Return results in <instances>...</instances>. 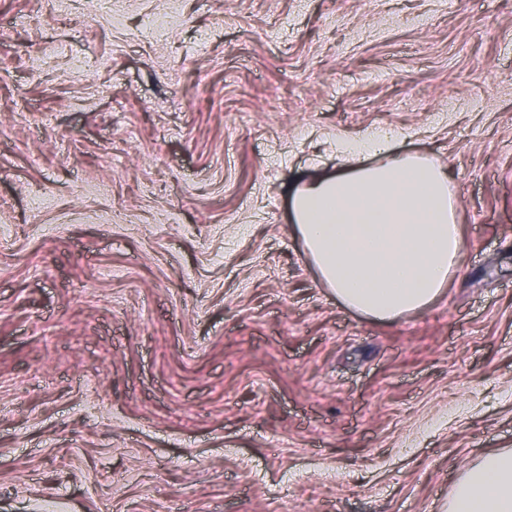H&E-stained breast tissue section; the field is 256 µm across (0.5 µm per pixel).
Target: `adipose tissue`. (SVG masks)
I'll return each instance as SVG.
<instances>
[{"label": "adipose tissue", "mask_w": 512, "mask_h": 512, "mask_svg": "<svg viewBox=\"0 0 512 512\" xmlns=\"http://www.w3.org/2000/svg\"><path fill=\"white\" fill-rule=\"evenodd\" d=\"M380 128L341 141L333 174L301 176L294 229L321 281L358 313L393 322L431 306L464 252L449 169L399 156ZM448 512H512V449L481 457L456 483Z\"/></svg>", "instance_id": "1"}]
</instances>
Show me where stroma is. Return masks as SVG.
<instances>
[{"label":"stroma","instance_id":"35a3bbf8","mask_svg":"<svg viewBox=\"0 0 512 512\" xmlns=\"http://www.w3.org/2000/svg\"><path fill=\"white\" fill-rule=\"evenodd\" d=\"M170 2L0 0V512H447L512 448V0ZM380 127L465 238L395 322L288 213Z\"/></svg>","mask_w":512,"mask_h":512}]
</instances>
